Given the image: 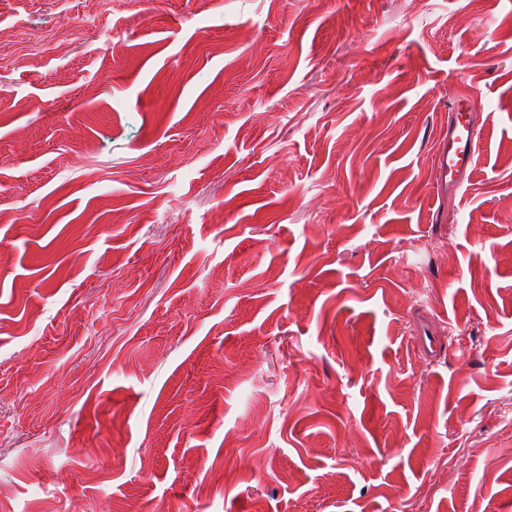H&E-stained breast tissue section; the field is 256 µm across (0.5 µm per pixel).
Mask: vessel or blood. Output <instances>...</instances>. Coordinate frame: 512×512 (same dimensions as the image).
I'll list each match as a JSON object with an SVG mask.
<instances>
[{
  "label": "vessel or blood",
  "instance_id": "b4317fda",
  "mask_svg": "<svg viewBox=\"0 0 512 512\" xmlns=\"http://www.w3.org/2000/svg\"><path fill=\"white\" fill-rule=\"evenodd\" d=\"M474 100L458 101L455 111L448 121V139L437 159V173L448 187L458 189L465 182L475 157V129L469 114L475 111Z\"/></svg>",
  "mask_w": 512,
  "mask_h": 512
}]
</instances>
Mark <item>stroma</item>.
Returning a JSON list of instances; mask_svg holds the SVG:
<instances>
[{
  "label": "stroma",
  "mask_w": 512,
  "mask_h": 512,
  "mask_svg": "<svg viewBox=\"0 0 512 512\" xmlns=\"http://www.w3.org/2000/svg\"><path fill=\"white\" fill-rule=\"evenodd\" d=\"M59 29L0 70V512H512V0ZM476 109L474 100H459L448 120V141L444 143L436 164L442 186L460 189L473 166L476 134L468 117L469 112Z\"/></svg>",
  "instance_id": "1"
}]
</instances>
